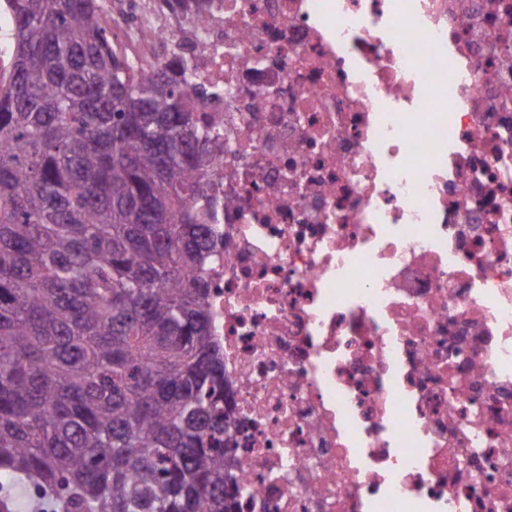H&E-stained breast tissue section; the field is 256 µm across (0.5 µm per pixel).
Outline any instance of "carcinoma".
Segmentation results:
<instances>
[{"instance_id":"1","label":"carcinoma","mask_w":512,"mask_h":512,"mask_svg":"<svg viewBox=\"0 0 512 512\" xmlns=\"http://www.w3.org/2000/svg\"><path fill=\"white\" fill-rule=\"evenodd\" d=\"M0 512H234L198 209L220 126L189 64L121 58L101 0H5Z\"/></svg>"}]
</instances>
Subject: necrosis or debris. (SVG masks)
I'll use <instances>...</instances> for the list:
<instances>
[{"mask_svg":"<svg viewBox=\"0 0 512 512\" xmlns=\"http://www.w3.org/2000/svg\"><path fill=\"white\" fill-rule=\"evenodd\" d=\"M112 10L221 91L237 512H512V0Z\"/></svg>","mask_w":512,"mask_h":512,"instance_id":"obj_1","label":"necrosis or debris"}]
</instances>
